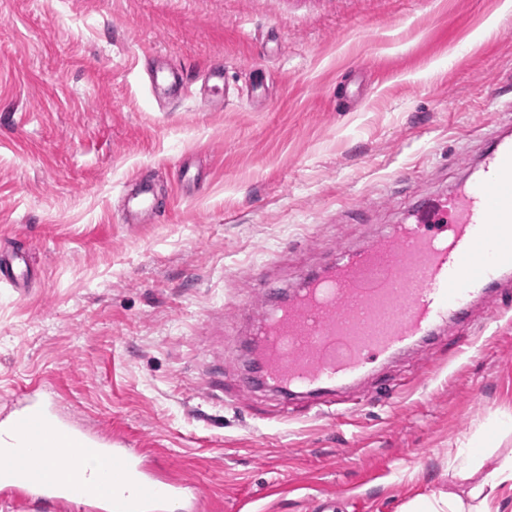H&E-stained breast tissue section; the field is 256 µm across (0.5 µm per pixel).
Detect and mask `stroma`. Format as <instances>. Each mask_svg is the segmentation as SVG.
<instances>
[{
    "mask_svg": "<svg viewBox=\"0 0 512 512\" xmlns=\"http://www.w3.org/2000/svg\"><path fill=\"white\" fill-rule=\"evenodd\" d=\"M503 0H0V409L30 381L59 417L146 448L203 512H403L512 456V308L396 353L341 389L346 415L247 377L242 342L338 246L411 219L512 134ZM224 67L219 111L194 94ZM181 69L191 97L155 101ZM198 172L182 182L180 169ZM140 181L157 208L123 220ZM471 335L457 348L460 335ZM401 386L396 396L382 387ZM150 80L157 101H176L187 91L181 72L173 67H157L152 69ZM29 279L28 264L23 255L5 256L0 253V281H6L16 287L24 285Z\"/></svg>",
    "mask_w": 512,
    "mask_h": 512,
    "instance_id": "obj_1",
    "label": "stroma"
}]
</instances>
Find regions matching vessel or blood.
<instances>
[{
  "label": "vessel or blood",
  "instance_id": "vessel-or-blood-1",
  "mask_svg": "<svg viewBox=\"0 0 512 512\" xmlns=\"http://www.w3.org/2000/svg\"><path fill=\"white\" fill-rule=\"evenodd\" d=\"M150 80L159 101L187 91L173 67L152 69ZM155 207L146 184L124 198L122 212L131 224ZM511 270L512 137L498 134L473 177L448 198L358 249L338 248L289 301L253 322L262 383L284 398L332 407L336 385L462 318L472 297L486 299L489 316L500 314L494 286ZM28 278L24 256L0 254V281L17 286ZM50 412L35 401L0 422V497L31 512L73 505L79 512H168L188 498L200 512L196 486L157 472L147 449L113 447Z\"/></svg>",
  "mask_w": 512,
  "mask_h": 512
}]
</instances>
